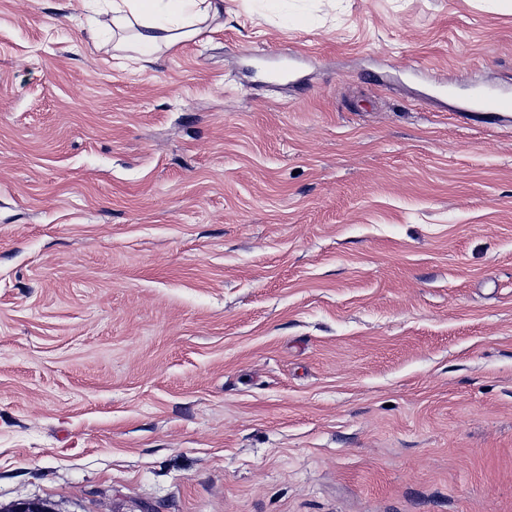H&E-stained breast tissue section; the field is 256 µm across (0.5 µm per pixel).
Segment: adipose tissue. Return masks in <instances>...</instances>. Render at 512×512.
<instances>
[{"label": "adipose tissue", "instance_id": "ef3b65f1", "mask_svg": "<svg viewBox=\"0 0 512 512\" xmlns=\"http://www.w3.org/2000/svg\"><path fill=\"white\" fill-rule=\"evenodd\" d=\"M112 32H136L141 62H150L158 47H173L194 38L201 24L224 13L225 0H110Z\"/></svg>", "mask_w": 512, "mask_h": 512}]
</instances>
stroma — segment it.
<instances>
[{"label": "stroma", "mask_w": 512, "mask_h": 512, "mask_svg": "<svg viewBox=\"0 0 512 512\" xmlns=\"http://www.w3.org/2000/svg\"><path fill=\"white\" fill-rule=\"evenodd\" d=\"M137 56L0 0V512H512V118L466 112L512 11L226 0Z\"/></svg>", "instance_id": "stroma-1"}]
</instances>
